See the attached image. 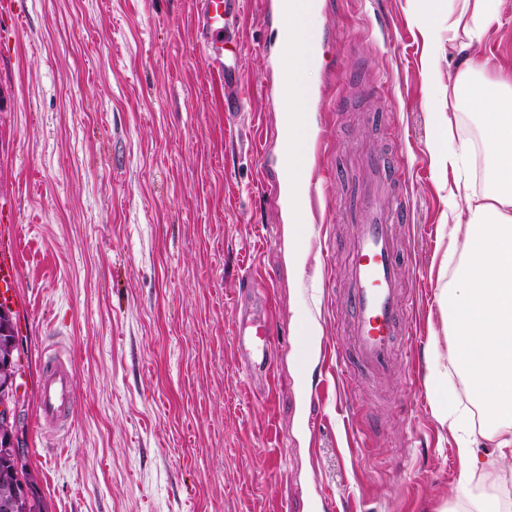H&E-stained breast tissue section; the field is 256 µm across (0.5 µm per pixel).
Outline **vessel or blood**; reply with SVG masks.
Here are the masks:
<instances>
[{
	"label": "vessel or blood",
	"instance_id": "1",
	"mask_svg": "<svg viewBox=\"0 0 512 512\" xmlns=\"http://www.w3.org/2000/svg\"><path fill=\"white\" fill-rule=\"evenodd\" d=\"M226 0H194L197 22L196 49L210 72L225 86H239L240 72L224 62L221 48ZM15 0H0V46L16 40L19 33L12 16ZM370 199L369 217L356 225V241L347 259L348 290L343 302L346 310L344 331L353 362L377 375L395 370L398 352L412 341V329L401 303L399 245L396 226L386 210L376 203L390 183L392 168L386 160L366 162ZM5 207H0V302H13L11 289L20 269L19 230L6 222ZM275 312L265 296L256 297L238 311L232 321V339L237 355L253 375L270 376L274 344L272 326ZM40 423L47 428L66 425V408L77 399L73 372L62 362L48 359L39 380Z\"/></svg>",
	"mask_w": 512,
	"mask_h": 512
}]
</instances>
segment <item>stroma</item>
<instances>
[{
  "mask_svg": "<svg viewBox=\"0 0 512 512\" xmlns=\"http://www.w3.org/2000/svg\"><path fill=\"white\" fill-rule=\"evenodd\" d=\"M19 37L0 51V200L21 238L18 292L32 316L22 439L49 512H437L464 464L433 414L425 352L450 353L435 299L452 241L448 196L484 187V156L437 177L433 113L478 140L449 76L473 64L512 80V0L479 47L426 30L414 0H322L308 83L313 169L326 170L304 265L288 253L282 123L270 88L284 49L265 0H232L225 62L247 100L234 123L224 84L195 50L193 0H16ZM404 164L383 198L398 209L406 315L420 336L389 381L313 358L298 373L299 327L314 316L346 348L339 214L364 185V158ZM276 312L270 386L247 377L231 324L249 283ZM58 345L78 392L71 427L42 432V348Z\"/></svg>",
  "mask_w": 512,
  "mask_h": 512,
  "instance_id": "obj_1",
  "label": "stroma"
}]
</instances>
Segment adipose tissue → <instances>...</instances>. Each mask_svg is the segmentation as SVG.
Masks as SVG:
<instances>
[{
	"mask_svg": "<svg viewBox=\"0 0 512 512\" xmlns=\"http://www.w3.org/2000/svg\"><path fill=\"white\" fill-rule=\"evenodd\" d=\"M502 0H455L448 11V38L479 40ZM321 0H294L291 40L288 44V80L296 101H303L307 86L300 74L314 52L313 19ZM454 86L469 85L471 102L482 116V144L488 189L470 198L466 224H453L451 235H463L462 249L445 252L441 265L453 270L452 282L438 289L436 297L446 320V332L455 348L454 359L439 350L429 355V384L433 411L441 424L457 434V452L465 464L461 490L454 502L438 512H512V499L497 493L502 460L512 457V85L479 79L473 66H465ZM311 115L289 113L284 129L288 153L285 182L288 186V222L292 257L304 260L303 241L309 221L299 204L311 167ZM473 142L459 136L446 113L433 117L432 165L436 172L469 160ZM467 390L484 418L482 433H475L469 406L460 390ZM494 442L496 451L479 456L478 439ZM481 476L482 488L472 486Z\"/></svg>",
	"mask_w": 512,
	"mask_h": 512,
	"instance_id": "1",
	"label": "adipose tissue"
}]
</instances>
